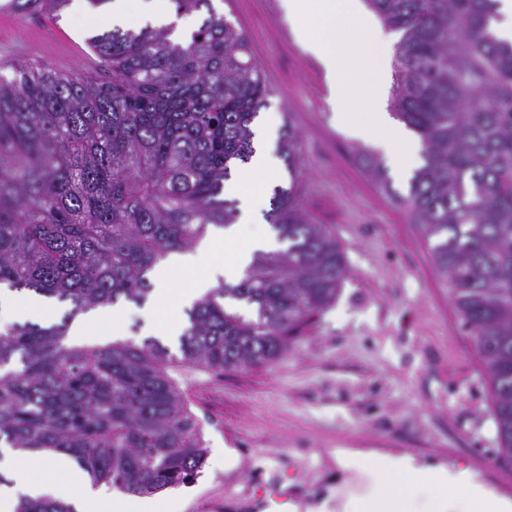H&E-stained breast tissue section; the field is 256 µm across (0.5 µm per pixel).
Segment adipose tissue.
Masks as SVG:
<instances>
[{
    "instance_id": "ef3b65f1",
    "label": "adipose tissue",
    "mask_w": 512,
    "mask_h": 512,
    "mask_svg": "<svg viewBox=\"0 0 512 512\" xmlns=\"http://www.w3.org/2000/svg\"><path fill=\"white\" fill-rule=\"evenodd\" d=\"M284 12L297 33L301 48L314 56L330 80L328 106L337 123L355 136L372 140L388 155L398 174L405 175L421 163V145L392 120L385 109L391 83L393 35L385 33L363 8L360 0H283ZM276 159L271 145L260 148L247 171L249 181H238L234 192L245 204L241 222L213 230L193 252L175 254L174 267L193 270L205 266L203 276L180 285L167 270L154 274L155 300L173 309L191 306L218 281L233 282L258 251L271 252L279 243L262 215L273 183ZM231 262L215 258L216 241L236 246ZM121 308L97 309L77 317L69 337L88 344L89 327L107 338L123 336ZM344 470L365 480L367 490L344 492L342 512H512V500L499 495L466 469L423 464L407 454L364 456L350 452L342 458ZM0 512H14L20 496L44 495L75 504L77 512H155V501L131 495L114 497L105 485H93L89 475L64 453L41 450L15 455L0 450Z\"/></svg>"
}]
</instances>
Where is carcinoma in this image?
<instances>
[{
    "instance_id": "obj_1",
    "label": "carcinoma",
    "mask_w": 512,
    "mask_h": 512,
    "mask_svg": "<svg viewBox=\"0 0 512 512\" xmlns=\"http://www.w3.org/2000/svg\"><path fill=\"white\" fill-rule=\"evenodd\" d=\"M71 0H5L19 15L57 17ZM394 45L392 115L422 144L407 194L381 158L358 160L404 207L486 376L495 458L512 463V43L497 0H365ZM189 41L174 27L114 25L88 39L105 82L0 64V286L70 306L58 322L0 331V443L62 451L95 483L152 494L194 481L208 453L174 368L213 373L275 362L335 300L343 251L304 214L298 183L274 189L267 219L285 248L258 252L234 284L186 311L174 354L155 337L68 342L80 314L146 303L169 255L237 216L224 198L255 149L251 124L269 90L243 33L213 0ZM300 164L298 136L282 142ZM15 512H75L22 498Z\"/></svg>"
}]
</instances>
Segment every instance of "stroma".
Masks as SVG:
<instances>
[{"label":"stroma","mask_w":512,"mask_h":512,"mask_svg":"<svg viewBox=\"0 0 512 512\" xmlns=\"http://www.w3.org/2000/svg\"><path fill=\"white\" fill-rule=\"evenodd\" d=\"M217 8L242 29L264 69L265 111L277 133L290 127L298 135V173L278 160L276 183L298 182L305 213L341 245L347 275L335 302L275 363L178 374L208 447L181 512H222L226 491L242 492L252 476L263 512H289L275 495L290 486L315 494L298 512L332 510L355 482L337 461L346 449L468 469L512 499V464L494 456L487 383L448 284L407 210L357 162V149L372 142L334 123L324 69L281 39L285 20L265 0H219ZM111 22L85 0H72L56 19L0 13V63L86 71L87 38ZM123 311L125 335L138 341L172 313L149 302L124 303Z\"/></svg>","instance_id":"35a3bbf8"}]
</instances>
